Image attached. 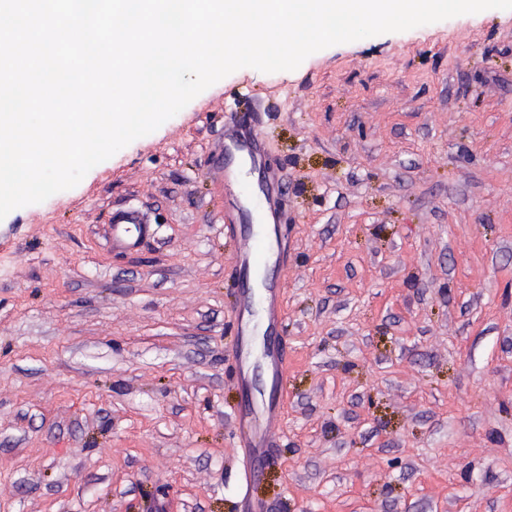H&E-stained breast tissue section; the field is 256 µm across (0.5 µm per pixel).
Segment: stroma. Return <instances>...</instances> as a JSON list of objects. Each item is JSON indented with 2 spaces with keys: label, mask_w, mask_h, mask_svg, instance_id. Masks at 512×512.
Here are the masks:
<instances>
[{
  "label": "stroma",
  "mask_w": 512,
  "mask_h": 512,
  "mask_svg": "<svg viewBox=\"0 0 512 512\" xmlns=\"http://www.w3.org/2000/svg\"><path fill=\"white\" fill-rule=\"evenodd\" d=\"M252 111L288 231L264 512H512V10L242 68L0 220V512H241L238 247L215 160ZM153 235L113 251L109 216Z\"/></svg>",
  "instance_id": "obj_1"
}]
</instances>
